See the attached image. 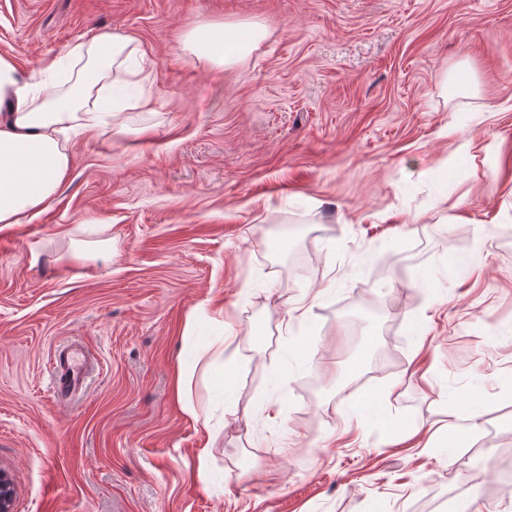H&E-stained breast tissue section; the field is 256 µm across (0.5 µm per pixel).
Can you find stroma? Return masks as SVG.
I'll list each match as a JSON object with an SVG mask.
<instances>
[{
    "instance_id": "35a3bbf8",
    "label": "stroma",
    "mask_w": 512,
    "mask_h": 512,
    "mask_svg": "<svg viewBox=\"0 0 512 512\" xmlns=\"http://www.w3.org/2000/svg\"><path fill=\"white\" fill-rule=\"evenodd\" d=\"M206 23L264 36L217 70ZM100 32L142 43L150 109L0 224L13 512H512V0H0L32 84ZM192 319L224 339L197 421ZM223 356L224 339L222 337V341L219 339L215 340L206 349L195 351L192 363L185 368H181L177 374V389L182 410L195 420H197L198 414L192 404L189 393L196 369L198 366H201L203 374H213L216 371V367H219Z\"/></svg>"
}]
</instances>
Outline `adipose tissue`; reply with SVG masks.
<instances>
[{
  "label": "adipose tissue",
  "mask_w": 512,
  "mask_h": 512,
  "mask_svg": "<svg viewBox=\"0 0 512 512\" xmlns=\"http://www.w3.org/2000/svg\"><path fill=\"white\" fill-rule=\"evenodd\" d=\"M263 35L260 25L245 28L221 23L205 24L187 32L182 44L198 58L224 67ZM66 56L79 66V79L65 98L54 96L47 84L20 81L14 63L0 56V224H18L41 211L66 179L70 158L67 142L72 131L97 127L104 106L113 118L129 109L147 107V100L125 97L124 87L145 77V52L131 37L102 33L86 43L71 46ZM111 86L113 97L99 90ZM224 356L223 341L216 340L194 352L190 366L177 374L179 401L187 415L196 410L190 389L196 370L214 373Z\"/></svg>",
  "instance_id": "ef3b65f1"
}]
</instances>
